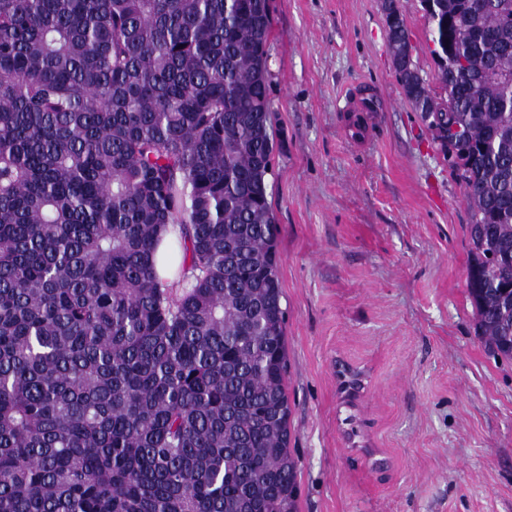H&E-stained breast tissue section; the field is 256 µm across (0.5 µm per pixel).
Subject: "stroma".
Wrapping results in <instances>:
<instances>
[{
	"label": "stroma",
	"instance_id": "stroma-1",
	"mask_svg": "<svg viewBox=\"0 0 512 512\" xmlns=\"http://www.w3.org/2000/svg\"><path fill=\"white\" fill-rule=\"evenodd\" d=\"M384 0H268L267 176L287 310L298 512H512V360L476 332L464 188L403 94ZM438 90L422 0H397ZM355 90L385 112H348ZM372 126L370 137L357 126ZM364 377L347 414L335 362ZM351 417L387 460L348 454Z\"/></svg>",
	"mask_w": 512,
	"mask_h": 512
}]
</instances>
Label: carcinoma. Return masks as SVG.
<instances>
[{"mask_svg": "<svg viewBox=\"0 0 512 512\" xmlns=\"http://www.w3.org/2000/svg\"><path fill=\"white\" fill-rule=\"evenodd\" d=\"M406 99L512 359V0H434ZM267 0H0V512H296ZM463 57L468 67H456ZM173 230L189 261L155 272Z\"/></svg>", "mask_w": 512, "mask_h": 512, "instance_id": "cac0c4a2", "label": "carcinoma"}]
</instances>
